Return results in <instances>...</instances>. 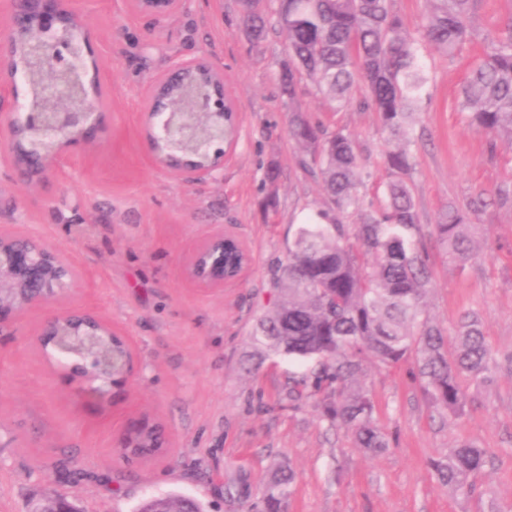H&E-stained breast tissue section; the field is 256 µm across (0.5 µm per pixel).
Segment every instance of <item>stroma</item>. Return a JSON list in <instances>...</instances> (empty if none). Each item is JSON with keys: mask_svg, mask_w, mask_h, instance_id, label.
<instances>
[{"mask_svg": "<svg viewBox=\"0 0 512 512\" xmlns=\"http://www.w3.org/2000/svg\"><path fill=\"white\" fill-rule=\"evenodd\" d=\"M86 16L104 94L94 142L73 147L47 178L24 181L0 159V234L31 237L61 251L86 281L55 306L27 308L0 333V512H30L63 496L80 512H135L170 493L196 498L205 512H244L279 463L295 473L287 512H512V369L490 385H468L459 416L433 407L413 360L367 362L362 379L389 448L372 456L323 421L314 400L289 403L293 378L308 372L279 356L252 359L251 336L273 306V273L285 263L297 217L328 211L319 176L304 171L288 134L278 77L286 34L272 26L250 44L240 0H183L168 18L136 14L130 0H73ZM512 0H477L473 37L455 58L427 50L429 82L416 123L413 196L422 224L448 206L512 183V142L489 146L460 110L459 91L483 35L502 28ZM208 58L224 72L238 136L221 170L198 179L157 165L144 139L155 79L177 62ZM295 105L328 129H345L362 152L361 191L382 195L384 157L394 142L376 112L332 110L306 79ZM279 171L265 181L268 167ZM275 207H266L268 194ZM479 255L465 267L429 242L426 313L445 332L476 311L495 356L512 352V206L474 217ZM224 232L247 250L235 282L205 290L184 261ZM87 309L124 336L135 375L99 401L80 396L47 363L37 335L52 310ZM164 431L162 453L126 456L118 446L131 420ZM489 452L473 490L455 496L431 463L457 441Z\"/></svg>", "mask_w": 512, "mask_h": 512, "instance_id": "stroma-1", "label": "stroma"}]
</instances>
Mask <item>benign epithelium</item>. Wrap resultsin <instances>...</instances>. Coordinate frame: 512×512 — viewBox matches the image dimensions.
<instances>
[{"label":"benign epithelium","instance_id":"benign-epithelium-1","mask_svg":"<svg viewBox=\"0 0 512 512\" xmlns=\"http://www.w3.org/2000/svg\"><path fill=\"white\" fill-rule=\"evenodd\" d=\"M137 12L155 19L172 14L173 0H133ZM11 23L0 36V73L14 88L29 85L33 68L45 72L39 94L57 103L51 112L15 99L22 111L0 113V157L29 179L41 180L57 169L68 147L93 140L99 117L98 96H90L82 80L90 34L84 18L68 0H9ZM196 72L188 105L148 113L152 121L148 144L156 164L172 171L210 175L224 166V74L205 58L177 63L157 78L159 87L178 72ZM219 233L200 244L185 265L186 276L206 288H222L224 241ZM82 275L55 248L26 236L0 235V332L28 307L53 303L77 287ZM112 327L83 308L52 313L37 342L46 358L88 398L102 399L107 388L122 389L134 376V360L112 353L104 337ZM107 385H93L98 375Z\"/></svg>","mask_w":512,"mask_h":512}]
</instances>
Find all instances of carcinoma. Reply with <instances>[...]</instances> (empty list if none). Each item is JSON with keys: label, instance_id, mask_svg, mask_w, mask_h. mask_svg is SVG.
Segmentation results:
<instances>
[{"label": "carcinoma", "instance_id": "carcinoma-1", "mask_svg": "<svg viewBox=\"0 0 512 512\" xmlns=\"http://www.w3.org/2000/svg\"><path fill=\"white\" fill-rule=\"evenodd\" d=\"M277 22L286 32L288 66L279 76L288 98V130L318 167L336 217L329 224L298 225L288 261L276 278L279 293L272 310L257 323L255 350L315 364L312 379L294 381L288 399L322 396L323 416L350 431L366 453L388 449L374 420L368 390L352 387L362 362L372 358L396 365L415 357L418 375L434 404L455 414L466 400L463 381H491L496 359L479 314L463 313L454 335H445L425 314L429 284L427 252L419 233L420 215L412 190L415 145L412 125L429 80L422 51L433 48L452 59L473 34L476 0H428L418 36L406 33L393 0H276ZM242 31L258 44L269 22L254 0H241ZM487 52L472 69L461 93V108L489 135L512 142V18L500 33L484 36ZM304 73L334 109L353 103L378 114L383 132L400 141L386 154L389 180L383 204L374 206L359 191L361 153L342 130L328 131L294 106L297 73ZM482 201L450 207L433 224L444 255L459 266L475 256L472 216ZM349 211L360 223L351 228L340 216ZM125 452L134 458L162 450V430L146 424ZM487 450L461 441L432 463L440 483L455 495L471 491L472 478L485 464ZM294 471L281 465L272 473L260 502L247 512H284ZM138 512H202L182 495L144 500Z\"/></svg>", "mask_w": 512, "mask_h": 512}]
</instances>
